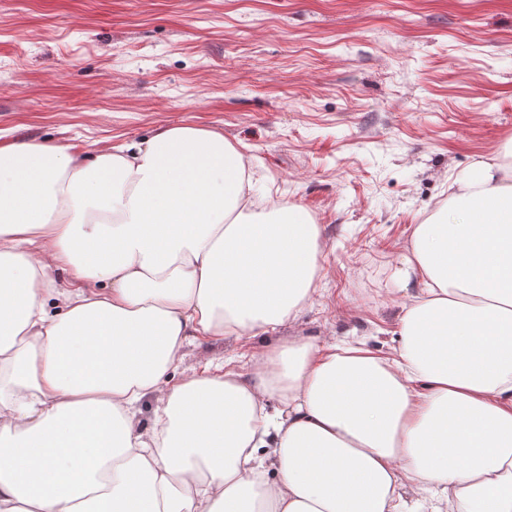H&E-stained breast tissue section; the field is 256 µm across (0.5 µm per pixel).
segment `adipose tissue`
I'll return each instance as SVG.
<instances>
[{
	"mask_svg": "<svg viewBox=\"0 0 512 512\" xmlns=\"http://www.w3.org/2000/svg\"><path fill=\"white\" fill-rule=\"evenodd\" d=\"M452 188L401 257L393 356L293 337L181 375L293 322L321 225L259 210L208 128L1 139L0 512H512V146Z\"/></svg>",
	"mask_w": 512,
	"mask_h": 512,
	"instance_id": "1",
	"label": "adipose tissue"
}]
</instances>
